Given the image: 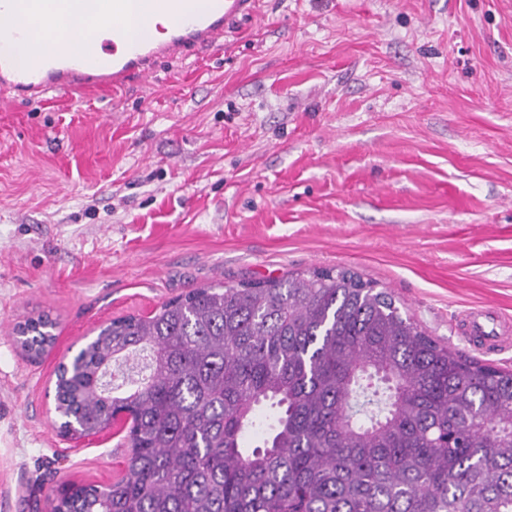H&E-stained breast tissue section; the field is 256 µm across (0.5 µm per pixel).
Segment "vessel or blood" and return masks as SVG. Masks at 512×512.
I'll use <instances>...</instances> for the list:
<instances>
[{"instance_id":"vessel-or-blood-1","label":"vessel or blood","mask_w":512,"mask_h":512,"mask_svg":"<svg viewBox=\"0 0 512 512\" xmlns=\"http://www.w3.org/2000/svg\"><path fill=\"white\" fill-rule=\"evenodd\" d=\"M167 21L163 38L138 42L128 28L141 13V0H106L89 38L99 43L97 56L81 59L58 50L30 56L17 64L0 53V97L42 102L49 94L117 89L138 80L150 82L161 58L182 59L199 48L223 47L226 36L240 21L252 17L257 0H210L206 12H196L193 0H158ZM68 8V0H0V39L29 37L31 22L43 19L54 28ZM463 331L475 346L489 350L512 344V336L480 311L468 315Z\"/></svg>"}]
</instances>
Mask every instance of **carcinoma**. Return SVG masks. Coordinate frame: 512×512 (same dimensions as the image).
<instances>
[{
    "mask_svg": "<svg viewBox=\"0 0 512 512\" xmlns=\"http://www.w3.org/2000/svg\"><path fill=\"white\" fill-rule=\"evenodd\" d=\"M54 328L40 315L15 332L37 355ZM141 352L148 373L107 391L112 362ZM55 391L87 435L129 418L125 473L73 486L58 512H512V371L346 270L114 319Z\"/></svg>",
    "mask_w": 512,
    "mask_h": 512,
    "instance_id": "1",
    "label": "carcinoma"
}]
</instances>
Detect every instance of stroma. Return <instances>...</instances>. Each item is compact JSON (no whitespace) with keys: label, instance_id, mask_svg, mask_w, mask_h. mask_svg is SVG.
Instances as JSON below:
<instances>
[{"label":"stroma","instance_id":"1","mask_svg":"<svg viewBox=\"0 0 512 512\" xmlns=\"http://www.w3.org/2000/svg\"><path fill=\"white\" fill-rule=\"evenodd\" d=\"M344 269L439 342L512 323V0H259L150 85L0 100V512L124 474L58 435L54 370L110 321L219 282ZM55 342L25 355L40 314ZM54 328L55 322L48 315H39L16 325L15 332L22 337L21 349L27 354L38 355L51 344Z\"/></svg>","mask_w":512,"mask_h":512}]
</instances>
